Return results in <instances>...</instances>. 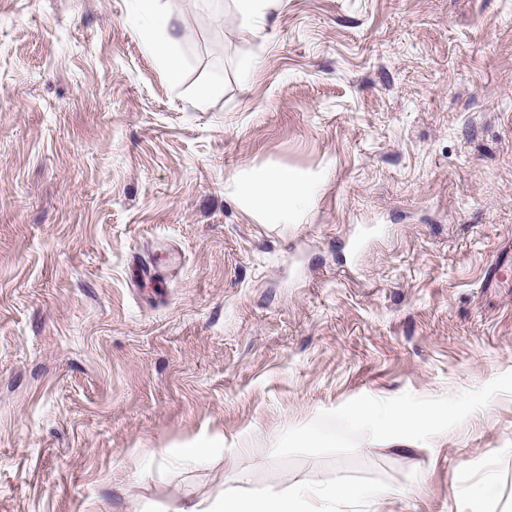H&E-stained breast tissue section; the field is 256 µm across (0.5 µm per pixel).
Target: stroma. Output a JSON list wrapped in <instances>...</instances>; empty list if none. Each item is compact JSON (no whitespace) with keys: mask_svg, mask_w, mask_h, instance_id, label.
Masks as SVG:
<instances>
[{"mask_svg":"<svg viewBox=\"0 0 512 512\" xmlns=\"http://www.w3.org/2000/svg\"><path fill=\"white\" fill-rule=\"evenodd\" d=\"M282 170L304 207L242 197ZM509 237L512 0H0V512L245 473L512 512ZM361 405L428 422L372 438ZM154 27L158 30L159 36L152 35L146 38L145 50L161 60L170 79L176 82L181 75L179 49L183 40L179 18L172 13H158L154 17Z\"/></svg>","mask_w":512,"mask_h":512,"instance_id":"stroma-1","label":"stroma"}]
</instances>
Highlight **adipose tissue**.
Segmentation results:
<instances>
[{
    "instance_id": "ef3b65f1",
    "label": "adipose tissue",
    "mask_w": 512,
    "mask_h": 512,
    "mask_svg": "<svg viewBox=\"0 0 512 512\" xmlns=\"http://www.w3.org/2000/svg\"><path fill=\"white\" fill-rule=\"evenodd\" d=\"M155 35L144 42L146 51L160 59L171 80L181 75L179 49L183 40L179 19L171 13L154 17ZM242 195L269 209H286L309 200L311 190L285 171L257 176L241 188ZM250 477L226 487L217 497L184 501L174 512H346L361 501L362 490L325 481L312 487L295 482L277 490H255Z\"/></svg>"
}]
</instances>
